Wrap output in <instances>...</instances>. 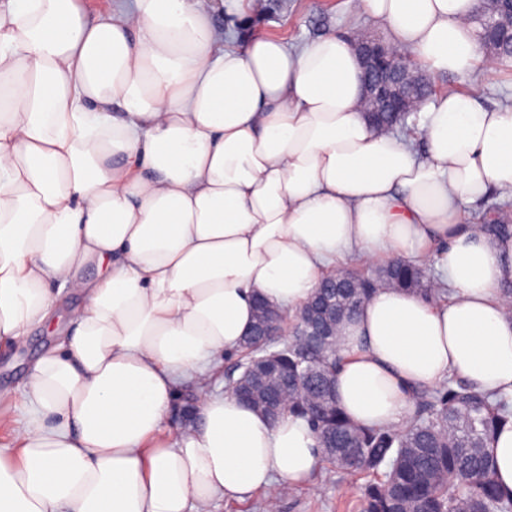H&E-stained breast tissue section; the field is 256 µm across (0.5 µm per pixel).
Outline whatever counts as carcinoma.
<instances>
[{"instance_id":"carcinoma-1","label":"carcinoma","mask_w":512,"mask_h":512,"mask_svg":"<svg viewBox=\"0 0 512 512\" xmlns=\"http://www.w3.org/2000/svg\"><path fill=\"white\" fill-rule=\"evenodd\" d=\"M480 0L472 22L483 34L492 21L508 18L488 9ZM375 123L390 129L408 130L399 112H378ZM473 223L486 234L512 236V202L496 192L474 213ZM378 286H389L435 297L439 289L427 267L397 258L370 272L358 269L325 278L318 296L336 311L332 332L356 313ZM295 324L283 345L277 380L263 395L276 398L288 382V413L306 418L318 434L323 459L350 475L368 481L362 493V512H512V495L500 492L492 466L484 453L497 430L512 422V398L492 396L455 376L438 385L420 389L413 411L399 429L357 427L336 404L332 369L339 350L315 336L301 335ZM264 330L250 333L240 363L251 368L266 347Z\"/></svg>"}]
</instances>
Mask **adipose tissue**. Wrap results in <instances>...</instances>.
<instances>
[{
  "instance_id": "1",
  "label": "adipose tissue",
  "mask_w": 512,
  "mask_h": 512,
  "mask_svg": "<svg viewBox=\"0 0 512 512\" xmlns=\"http://www.w3.org/2000/svg\"><path fill=\"white\" fill-rule=\"evenodd\" d=\"M477 0H355L427 73L493 70ZM257 0H0V346L71 327L0 389V512H213L305 483L309 423L222 391L256 300L294 316L344 259L443 271L447 301L376 290L341 330L335 399L399 428L448 376L512 396V238L467 207L512 196V108L443 92L413 133L361 111L352 37L240 38ZM226 14L214 27L213 14ZM97 275L88 279L86 267ZM193 420L166 435L179 388ZM512 494V423L488 442Z\"/></svg>"
}]
</instances>
